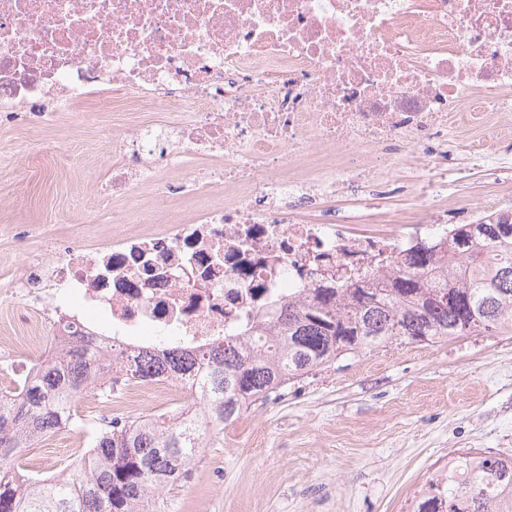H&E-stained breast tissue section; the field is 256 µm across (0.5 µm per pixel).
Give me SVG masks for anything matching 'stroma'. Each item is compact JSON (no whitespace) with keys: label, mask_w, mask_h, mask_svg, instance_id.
<instances>
[{"label":"stroma","mask_w":512,"mask_h":512,"mask_svg":"<svg viewBox=\"0 0 512 512\" xmlns=\"http://www.w3.org/2000/svg\"><path fill=\"white\" fill-rule=\"evenodd\" d=\"M109 106L92 97L46 120L0 117V288L22 265L21 232L34 242L88 224L108 232L92 219L112 156ZM453 139L448 221L465 224L471 206L512 195V176L471 158L490 142L512 152V124L485 129L461 112ZM473 449L512 456V336L393 343L316 371L225 424L166 498L169 512H393L439 459ZM79 451L49 437L23 464L55 473Z\"/></svg>","instance_id":"1"}]
</instances>
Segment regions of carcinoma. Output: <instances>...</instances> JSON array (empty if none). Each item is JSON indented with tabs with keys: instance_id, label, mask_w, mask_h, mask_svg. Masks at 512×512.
I'll list each match as a JSON object with an SVG mask.
<instances>
[{
	"instance_id": "carcinoma-1",
	"label": "carcinoma",
	"mask_w": 512,
	"mask_h": 512,
	"mask_svg": "<svg viewBox=\"0 0 512 512\" xmlns=\"http://www.w3.org/2000/svg\"><path fill=\"white\" fill-rule=\"evenodd\" d=\"M512 335V222L458 224L448 254L422 244L394 261L382 277L349 284L323 282L304 299L275 309L273 334L224 337L206 349H146L134 372L173 371L197 383L195 409L151 415L119 429L102 428L83 457L60 477L21 483L19 453L64 426L79 428L71 412L89 387L112 389V369L125 363L116 351L100 363L79 343L64 358L49 356L37 382L10 406L0 405V512H168L161 493L187 476L201 449L250 405L288 383L340 359L389 344L448 342L461 336ZM467 480L469 454L455 456L448 480L433 484L419 512H512V457L482 453Z\"/></svg>"
}]
</instances>
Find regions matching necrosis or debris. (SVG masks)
<instances>
[{
    "label": "necrosis or debris",
    "instance_id": "1",
    "mask_svg": "<svg viewBox=\"0 0 512 512\" xmlns=\"http://www.w3.org/2000/svg\"><path fill=\"white\" fill-rule=\"evenodd\" d=\"M94 95L112 100L100 196L121 222L27 252L0 290L42 330L0 336V401L70 337L100 357L168 336L208 347L329 272L366 279L447 242L433 158L461 105L488 127L512 113V0H0V112ZM403 176L414 216L357 224L332 205L371 209V185ZM196 397L187 378L116 369L89 402L123 423Z\"/></svg>",
    "mask_w": 512,
    "mask_h": 512
}]
</instances>
